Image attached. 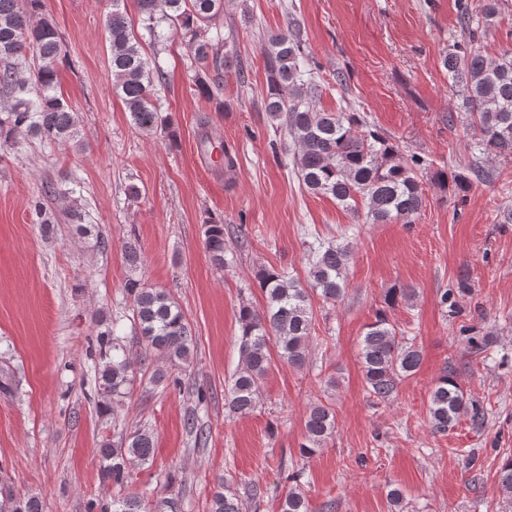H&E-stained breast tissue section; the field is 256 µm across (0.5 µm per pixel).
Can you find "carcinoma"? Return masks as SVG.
<instances>
[{
	"instance_id": "obj_1",
	"label": "carcinoma",
	"mask_w": 512,
	"mask_h": 512,
	"mask_svg": "<svg viewBox=\"0 0 512 512\" xmlns=\"http://www.w3.org/2000/svg\"><path fill=\"white\" fill-rule=\"evenodd\" d=\"M138 19L129 17L125 0H112L106 16L109 40V70L112 85L130 113L132 124L142 132L172 131L171 117L160 112L153 101V86L165 80L164 72L150 66L142 52L135 27L157 36L164 25L182 36L194 59L214 70L229 72L220 54L221 34H211L212 22L224 12V0H136ZM496 14V0H478L471 9L463 6L462 31L466 39L445 56L451 87L462 100L464 111L481 134L482 150L496 157L512 158V52L496 60L486 58L477 47L481 34ZM266 57L267 93L265 111L277 128L289 134L298 146L293 170L308 193L331 197L346 210L366 208V220L373 224L405 221L420 213L425 198L421 184H448V173L431 170L416 155L403 156L389 138L367 127L359 113L345 109L330 112L319 107L314 62L302 39L280 34L263 46ZM61 37L47 13L44 0H0V92L8 105L0 108V151L7 152L26 137L46 143L67 144L79 136L77 112L57 93ZM33 65V80L21 76L22 66ZM235 76L246 83L243 69ZM205 249L214 263L225 266L224 225H206ZM312 261L307 284L274 268L262 270L258 285L266 304L259 311L244 305L238 313V336L242 366L229 389L228 406L235 414L255 408L260 387L271 362L270 348L279 358L301 368L306 364L314 313L309 293L318 292L326 301L336 302L347 288L345 270L349 246L315 241L310 246ZM130 270L141 265V250L132 241L123 246ZM132 301L136 336L145 342L144 351L158 352L168 363L180 365L191 359V330L174 297L141 280L125 284ZM122 337L100 338L99 361L95 366V388L106 398L100 413L108 415L111 401L125 397L132 382V363ZM361 359L369 396L389 398L399 382L420 369L422 351L414 339L397 331L386 313L377 314L362 336ZM471 413V424L480 428L484 411L465 395L453 373L443 371L430 394V424L436 433H446L458 418ZM336 429V414L328 406L310 407L305 420L304 441L299 453L309 458L322 449ZM154 439L139 429L121 440L105 442L100 448L101 477L122 488L130 468L147 464L154 455ZM499 484L512 499V458L501 466ZM212 496L210 512H247L248 504L224 493V479ZM281 512H310L307 497L292 487L280 504ZM0 512H43L38 496L11 499L0 504ZM88 512H146L137 495L110 502L91 501Z\"/></svg>"
}]
</instances>
